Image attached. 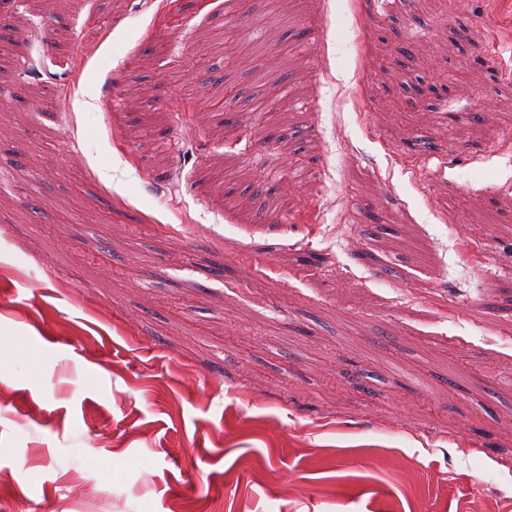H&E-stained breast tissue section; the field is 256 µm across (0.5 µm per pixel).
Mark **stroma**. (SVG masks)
<instances>
[{
  "label": "stroma",
  "instance_id": "obj_1",
  "mask_svg": "<svg viewBox=\"0 0 512 512\" xmlns=\"http://www.w3.org/2000/svg\"><path fill=\"white\" fill-rule=\"evenodd\" d=\"M51 2L0 17V512H512V0Z\"/></svg>",
  "mask_w": 512,
  "mask_h": 512
}]
</instances>
